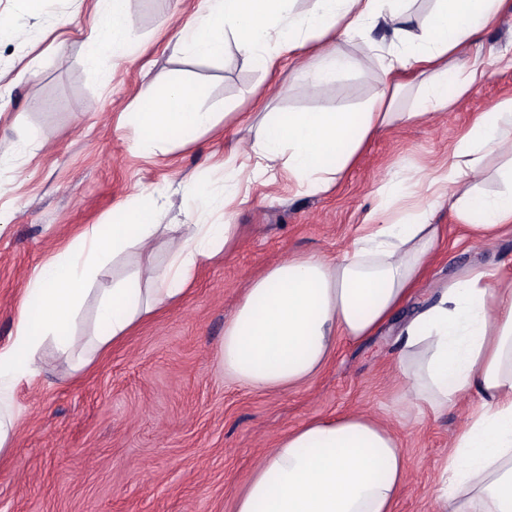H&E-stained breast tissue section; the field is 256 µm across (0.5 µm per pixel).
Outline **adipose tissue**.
I'll use <instances>...</instances> for the list:
<instances>
[{
    "label": "adipose tissue",
    "instance_id": "1",
    "mask_svg": "<svg viewBox=\"0 0 512 512\" xmlns=\"http://www.w3.org/2000/svg\"><path fill=\"white\" fill-rule=\"evenodd\" d=\"M128 0H97L98 21L83 59L102 60L132 47ZM294 0H202L180 31L174 50L199 59L234 44L257 67L269 69L270 45L294 52L342 30L365 37L381 30L394 40L385 73L429 64L435 71L419 106L404 120L444 111L473 91L488 72L453 60L459 49L501 17L504 0H434L419 31L406 24L414 0H314L304 13ZM199 89L173 76L133 115L135 144H191L219 115L197 102ZM395 100L378 93L365 107L320 112H268L252 140L230 148L238 158L229 178L236 189L287 168L297 194L328 191L365 142L396 117ZM508 156L498 178L504 192L488 195L476 182L485 156ZM455 162L426 176L402 167L396 181L374 190L376 213L401 206L389 223L367 216L349 249L333 257L288 254L252 278L224 324V373L254 389L284 391L311 381L336 351L338 338L361 341L376 334L411 298L436 260L444 227L431 223L450 185L466 183L453 207L471 239L488 241L512 225V98L482 113L458 139ZM167 212L153 206L135 213L113 209L36 269L15 316V332L0 346V456L13 446L21 412L13 393L41 372L39 350L53 343L72 373L84 371L122 344L147 316L169 308L185 292L200 264L232 247L236 224L186 219L168 243L169 260L154 263V243ZM136 250L140 268L111 285L94 283L109 257ZM97 295L96 332L81 337L74 322L89 293ZM402 393L439 412L471 393L479 411L457 432L444 469L443 512H512V278L488 279L471 269L436 288L431 301L399 330ZM407 473L397 436L359 413L314 418L287 431L255 468L234 512H394Z\"/></svg>",
    "mask_w": 512,
    "mask_h": 512
}]
</instances>
